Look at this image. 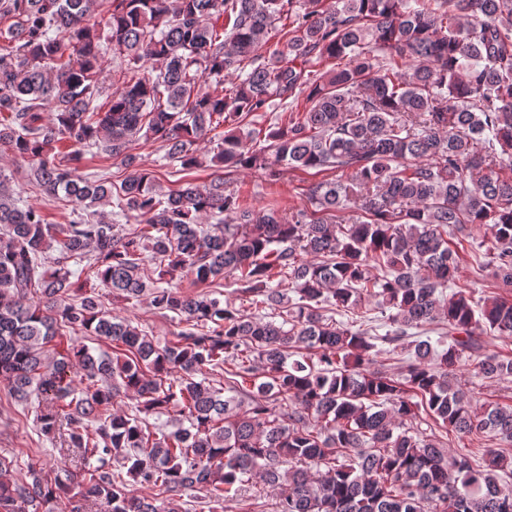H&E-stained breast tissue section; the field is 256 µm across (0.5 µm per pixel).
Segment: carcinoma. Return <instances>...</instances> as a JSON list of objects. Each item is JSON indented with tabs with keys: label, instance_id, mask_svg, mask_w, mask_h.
<instances>
[{
	"label": "carcinoma",
	"instance_id": "carcinoma-1",
	"mask_svg": "<svg viewBox=\"0 0 512 512\" xmlns=\"http://www.w3.org/2000/svg\"><path fill=\"white\" fill-rule=\"evenodd\" d=\"M2 21L0 149L32 161L70 217L47 223L0 180V379L20 404L45 398L40 433L68 431L80 463L52 481L29 464L28 482L0 458V512L49 500L175 512L130 481L224 509L254 478L276 492V512H512V404L478 410L452 384L465 354L485 378L512 376V358L485 351L512 338V299L481 305L457 286L454 242L486 227L479 266L512 285V0H0ZM116 57L121 87L102 103ZM279 110L288 121L273 129H238ZM222 125L211 162L229 174L340 177L311 185L313 209L287 221L243 207L221 175L165 192L126 153L152 139L190 169L193 146ZM95 148L132 171L119 183L79 174ZM109 202L110 218L98 210ZM91 253L104 287L185 321L176 342L156 344L89 297L68 302L69 263ZM190 275L231 277L288 318L180 292ZM366 303L379 315L322 313ZM62 326L125 352L75 345ZM400 348L398 374L372 369ZM129 395L136 414L110 410ZM168 411L171 431L146 420ZM422 413L502 447L453 454L405 427ZM108 458L126 476L103 468Z\"/></svg>",
	"mask_w": 512,
	"mask_h": 512
}]
</instances>
